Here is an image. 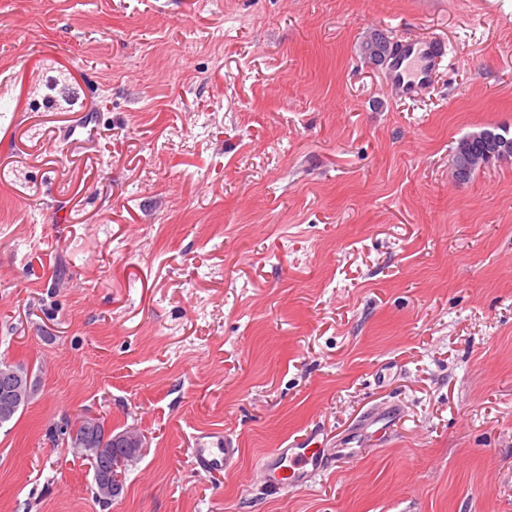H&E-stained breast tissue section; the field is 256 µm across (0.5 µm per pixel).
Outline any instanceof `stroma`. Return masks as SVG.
Wrapping results in <instances>:
<instances>
[{
  "mask_svg": "<svg viewBox=\"0 0 512 512\" xmlns=\"http://www.w3.org/2000/svg\"><path fill=\"white\" fill-rule=\"evenodd\" d=\"M436 33L417 100L358 45ZM512 0H0V512H512ZM146 446L98 502L64 440ZM204 431L240 454L198 471ZM323 437L309 486L252 473ZM471 160L472 154L470 148L466 144L459 146L455 157V169L460 179H464L466 177L462 181L470 179L471 175L475 173L477 170H479L482 164L486 166L489 163L486 159L483 160V156H480L478 161L475 162L473 167L470 169ZM30 391L29 378L11 364L0 369V426L11 421L26 403ZM103 422L99 421V419L97 421L96 436L98 445L101 443V436L104 431L108 433L109 440H112L113 436L121 434L117 433L112 435V431H107L105 429ZM112 443L114 447V458L121 462L123 458H131L139 451L140 448H143L145 440L144 436L139 432L135 430H127L125 433L115 437V439L112 440Z\"/></svg>",
  "mask_w": 512,
  "mask_h": 512,
  "instance_id": "stroma-1",
  "label": "stroma"
}]
</instances>
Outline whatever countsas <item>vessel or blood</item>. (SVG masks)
<instances>
[{
    "mask_svg": "<svg viewBox=\"0 0 512 512\" xmlns=\"http://www.w3.org/2000/svg\"><path fill=\"white\" fill-rule=\"evenodd\" d=\"M447 44L439 37L410 38L397 43L387 58V82L397 97L415 100L431 88L442 69ZM239 450L220 432L198 435L192 446L196 467L213 473L228 469ZM325 457L314 434H307L286 448H278L262 459L258 470L266 485L281 489L308 486L320 474Z\"/></svg>",
    "mask_w": 512,
    "mask_h": 512,
    "instance_id": "1",
    "label": "vessel or blood"
}]
</instances>
